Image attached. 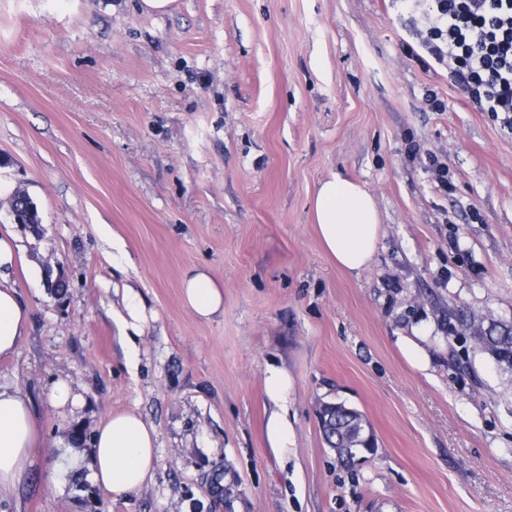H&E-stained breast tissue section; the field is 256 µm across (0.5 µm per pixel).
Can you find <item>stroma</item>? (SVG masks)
<instances>
[{"label":"stroma","instance_id":"1","mask_svg":"<svg viewBox=\"0 0 512 512\" xmlns=\"http://www.w3.org/2000/svg\"><path fill=\"white\" fill-rule=\"evenodd\" d=\"M403 0H0V234L30 313L0 384L28 393L46 442L134 410L157 432L151 480L105 512H193L218 469L234 512H512V375L459 316L512 323V133L411 56ZM448 168L439 191L435 164ZM373 195L382 234L360 276L312 220L331 174ZM37 204L41 232L10 198ZM68 293H47L45 263ZM194 266L224 285L196 318ZM140 291L137 369L112 318ZM426 335L428 369L399 336ZM293 380V445H269V365ZM85 399L52 403V381ZM370 423L341 465L320 402ZM38 457L6 512H77ZM185 307L198 319L210 320L224 313V285L201 267L188 270L182 279Z\"/></svg>","mask_w":512,"mask_h":512}]
</instances>
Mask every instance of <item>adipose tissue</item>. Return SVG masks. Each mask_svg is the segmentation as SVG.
Masks as SVG:
<instances>
[{
  "instance_id": "1",
  "label": "adipose tissue",
  "mask_w": 512,
  "mask_h": 512,
  "mask_svg": "<svg viewBox=\"0 0 512 512\" xmlns=\"http://www.w3.org/2000/svg\"><path fill=\"white\" fill-rule=\"evenodd\" d=\"M312 213L319 240L342 269L360 275L376 251L382 224L372 195L359 183L332 175L318 186ZM19 247L0 237V359L15 354L27 333L30 316L9 279ZM185 307L198 319L210 320L224 311V285L201 267L182 279ZM292 381L287 370L267 367L265 392L272 409L267 418L271 448L287 453L294 429L288 418ZM40 444L36 415L22 390L0 385V498L11 495L25 480ZM157 462L156 433L142 415H112L93 436L90 479L113 499L137 494L152 477Z\"/></svg>"
}]
</instances>
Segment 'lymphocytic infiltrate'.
I'll return each instance as SVG.
<instances>
[{
  "label": "lymphocytic infiltrate",
  "instance_id": "1",
  "mask_svg": "<svg viewBox=\"0 0 512 512\" xmlns=\"http://www.w3.org/2000/svg\"><path fill=\"white\" fill-rule=\"evenodd\" d=\"M413 36L449 85L512 130V0H430Z\"/></svg>",
  "mask_w": 512,
  "mask_h": 512
}]
</instances>
